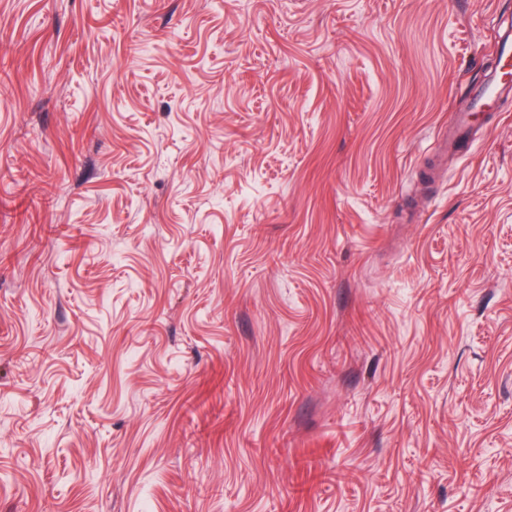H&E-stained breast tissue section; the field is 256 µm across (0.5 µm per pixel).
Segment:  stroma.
Returning <instances> with one entry per match:
<instances>
[{
  "instance_id": "35a3bbf8",
  "label": "stroma",
  "mask_w": 512,
  "mask_h": 512,
  "mask_svg": "<svg viewBox=\"0 0 512 512\" xmlns=\"http://www.w3.org/2000/svg\"><path fill=\"white\" fill-rule=\"evenodd\" d=\"M512 0H0V512H512ZM504 27L498 55V78L472 90L467 109L455 113L454 121L448 126V134L442 140L444 152H457L468 144L475 131L478 118L489 112L500 100L512 93V21L501 22Z\"/></svg>"
}]
</instances>
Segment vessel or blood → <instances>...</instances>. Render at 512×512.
I'll return each mask as SVG.
<instances>
[{"label": "vessel or blood", "mask_w": 512, "mask_h": 512, "mask_svg": "<svg viewBox=\"0 0 512 512\" xmlns=\"http://www.w3.org/2000/svg\"><path fill=\"white\" fill-rule=\"evenodd\" d=\"M505 32L499 48V75L494 81L473 89L467 109L457 112L442 140L447 152H457L470 142L481 115L489 112L500 100L512 94V21L503 24Z\"/></svg>", "instance_id": "obj_1"}]
</instances>
